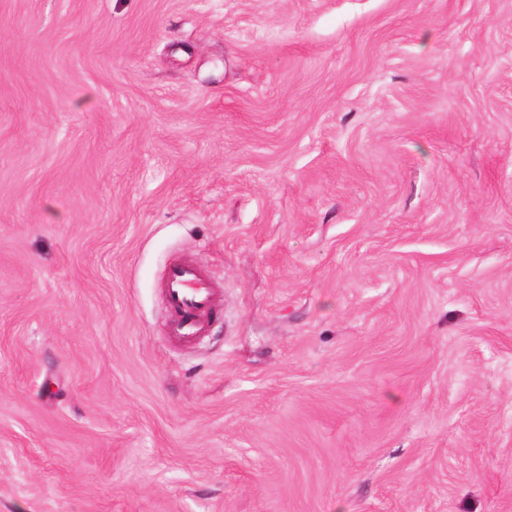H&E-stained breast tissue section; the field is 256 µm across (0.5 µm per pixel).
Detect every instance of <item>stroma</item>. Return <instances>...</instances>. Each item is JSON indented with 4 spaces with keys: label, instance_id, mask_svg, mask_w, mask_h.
I'll return each mask as SVG.
<instances>
[{
    "label": "stroma",
    "instance_id": "stroma-1",
    "mask_svg": "<svg viewBox=\"0 0 512 512\" xmlns=\"http://www.w3.org/2000/svg\"><path fill=\"white\" fill-rule=\"evenodd\" d=\"M0 512H512V0H0ZM166 288L174 335L184 339L200 336L210 315L206 278L193 267L173 264L167 270Z\"/></svg>",
    "mask_w": 512,
    "mask_h": 512
}]
</instances>
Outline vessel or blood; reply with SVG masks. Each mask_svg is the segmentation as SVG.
Returning a JSON list of instances; mask_svg holds the SVG:
<instances>
[{"label":"vessel or blood","mask_w":512,"mask_h":512,"mask_svg":"<svg viewBox=\"0 0 512 512\" xmlns=\"http://www.w3.org/2000/svg\"><path fill=\"white\" fill-rule=\"evenodd\" d=\"M166 294L174 335L184 339L201 335L210 315V289L206 278L193 267L171 265L166 274Z\"/></svg>","instance_id":"b4317fda"}]
</instances>
